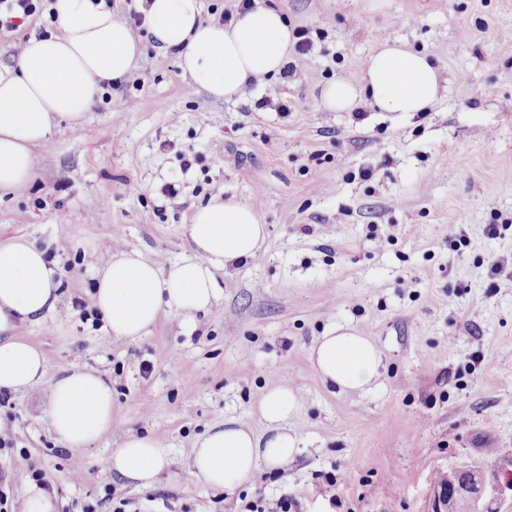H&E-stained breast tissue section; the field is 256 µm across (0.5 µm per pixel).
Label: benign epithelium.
Here are the masks:
<instances>
[{"label": "benign epithelium", "instance_id": "7a95c632", "mask_svg": "<svg viewBox=\"0 0 512 512\" xmlns=\"http://www.w3.org/2000/svg\"><path fill=\"white\" fill-rule=\"evenodd\" d=\"M512 491V469L503 477L489 480L476 467H464L450 474L448 484L437 489L432 512H497L495 504L505 491Z\"/></svg>", "mask_w": 512, "mask_h": 512}]
</instances>
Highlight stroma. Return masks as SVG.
<instances>
[{
    "mask_svg": "<svg viewBox=\"0 0 512 512\" xmlns=\"http://www.w3.org/2000/svg\"><path fill=\"white\" fill-rule=\"evenodd\" d=\"M256 2L314 40L311 57L289 54L292 77L216 100L176 54L147 49L80 123L56 121L30 183L0 195V239L44 251L60 306L17 330L47 359L45 377L0 407L14 429L0 468L17 497L39 470L54 512H112L118 498L135 512H243L261 496L294 498L296 512H431L437 475L481 465L488 443L512 459V0ZM386 37L430 57L444 96L413 116L328 110L325 85L359 81ZM266 96L288 112L257 108ZM215 196L251 207L267 237L256 258L217 271L221 295L194 330L166 315L127 342L73 311L117 251L160 267L189 254L192 215ZM337 326L380 351L370 391H339L313 368L311 347ZM76 367L111 381L112 428L66 450L45 410ZM275 385L302 396L294 460L230 493L194 478L195 439L231 420L265 433L257 406ZM132 433L171 450L153 487L102 467Z\"/></svg>",
    "mask_w": 512,
    "mask_h": 512,
    "instance_id": "1",
    "label": "stroma"
}]
</instances>
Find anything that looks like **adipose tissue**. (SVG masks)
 <instances>
[{
	"label": "adipose tissue",
	"mask_w": 512,
	"mask_h": 512,
	"mask_svg": "<svg viewBox=\"0 0 512 512\" xmlns=\"http://www.w3.org/2000/svg\"><path fill=\"white\" fill-rule=\"evenodd\" d=\"M154 48L176 51L193 85L217 100L240 97L254 77L280 72L293 32L278 10L258 6L230 24L204 22L200 0H134ZM59 29L30 38L13 67L0 69V191L25 187L34 174L35 147L47 142L54 119L81 121L105 87L120 83L141 58L140 40L126 22L94 0H54ZM439 72L424 53L401 41L379 42L365 60L360 82L339 79L323 90L325 106L354 111L368 99L383 112L426 111L442 95ZM191 253L159 268L137 252H122L98 269L91 303L113 336L135 341L161 315L192 328L197 313L218 298L216 272L256 257L266 227L243 204L213 197L196 209L188 228ZM53 271L42 251L22 238L0 241V390L16 391L42 380L44 353L16 336L18 321L34 322L56 311ZM320 378L340 391H366L380 376L382 358L373 342L337 328L312 347ZM301 406L298 392L268 388L258 411L270 432L256 435L245 423L212 427L190 452V473L228 492L251 481L258 465L282 467L300 451L288 419ZM46 416L58 439L85 448L112 427V386L93 370L74 369L50 386ZM171 450L152 435H128L105 461L108 471L151 487Z\"/></svg>",
	"instance_id": "1"
}]
</instances>
